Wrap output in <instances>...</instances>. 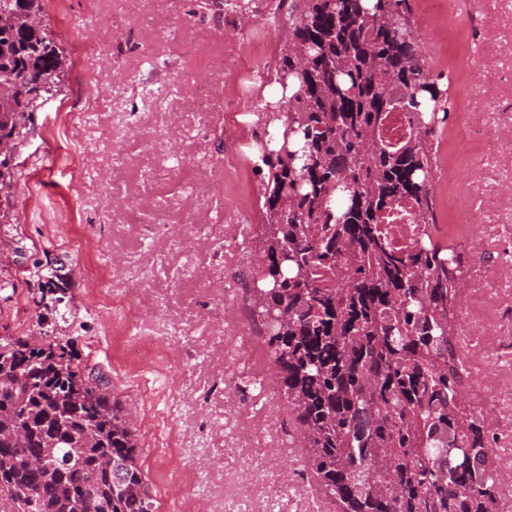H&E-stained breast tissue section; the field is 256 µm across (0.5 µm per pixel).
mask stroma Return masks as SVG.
<instances>
[{
	"mask_svg": "<svg viewBox=\"0 0 512 512\" xmlns=\"http://www.w3.org/2000/svg\"><path fill=\"white\" fill-rule=\"evenodd\" d=\"M244 2V21L231 25L199 13L197 0H155L146 28L133 0H45L44 22L64 50L63 83L33 115L0 222V336L73 342L108 378L133 416L158 512H304L301 487L310 481L297 458L265 470L225 451L237 421L224 411V379L236 367L221 353L224 326L207 291L224 281L233 215L258 219L264 178L243 131L255 123L288 37L287 24L257 12V0ZM415 22L432 76L451 78L456 102L432 146L437 234L458 242L476 273L487 274L502 259L490 241L512 233V218L490 214L473 237L444 200L458 192L483 200L512 166L466 140L459 124L472 110L483 121L512 110L511 92L491 94L480 109L466 94L475 79L491 82L512 69V52L489 67L481 49L488 33L512 34V0H444ZM228 42L237 46L239 69L214 74L211 62ZM177 70L211 83L209 108H196L189 87L172 83ZM231 97L236 107L228 111ZM229 153L238 167L225 166ZM160 169L153 202L177 227L171 268L156 262L166 243L130 222L142 183ZM200 183L209 187L202 199ZM195 201L201 228L181 227L184 206ZM18 240L26 246L21 258L12 251ZM123 255L147 267L145 300L135 311L121 302ZM50 261L72 286L76 327L55 320L53 293H41L31 277L34 263ZM196 268L205 289L188 297L175 281ZM101 279L115 283L108 294L96 287ZM268 482L277 484L276 496L254 500Z\"/></svg>",
	"mask_w": 512,
	"mask_h": 512,
	"instance_id": "35a3bbf8",
	"label": "stroma"
}]
</instances>
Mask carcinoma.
I'll list each match as a JSON object with an SVG mask.
<instances>
[{
	"label": "carcinoma",
	"instance_id": "cac0c4a2",
	"mask_svg": "<svg viewBox=\"0 0 512 512\" xmlns=\"http://www.w3.org/2000/svg\"><path fill=\"white\" fill-rule=\"evenodd\" d=\"M281 136L266 132L253 318L315 489L337 512H496L495 439L470 412L455 336L461 254L433 235L403 252L379 215L399 200L434 223L431 141L453 111L410 0H301L275 65ZM63 49L42 0H0V180ZM417 130L376 133L399 101ZM37 268L75 322L60 269ZM131 413L72 342L0 336V512H157Z\"/></svg>",
	"mask_w": 512,
	"mask_h": 512
}]
</instances>
